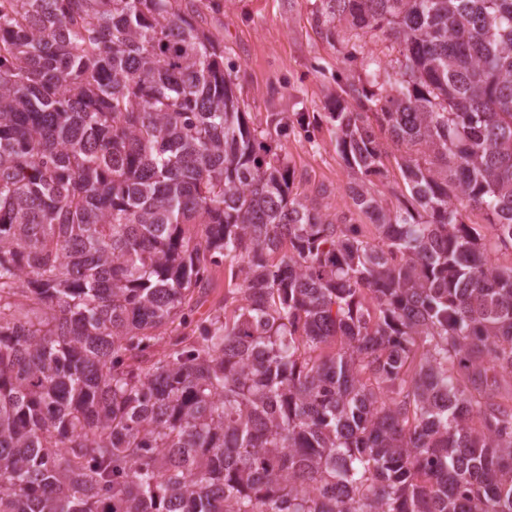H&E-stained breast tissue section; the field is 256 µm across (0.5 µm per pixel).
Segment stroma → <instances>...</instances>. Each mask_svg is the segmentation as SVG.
I'll list each match as a JSON object with an SVG mask.
<instances>
[{
    "label": "stroma",
    "instance_id": "stroma-1",
    "mask_svg": "<svg viewBox=\"0 0 512 512\" xmlns=\"http://www.w3.org/2000/svg\"><path fill=\"white\" fill-rule=\"evenodd\" d=\"M198 25L224 49L232 64L235 95L250 124L265 129L268 115L305 112L325 115L348 85L362 86L368 78L360 63H345L350 49L362 56L399 58L395 40L365 33L339 23L333 38L317 26L323 0H192ZM279 153L296 172L293 191L318 201L323 211L375 229L354 206L346 165L336 150L333 129L323 122L312 134L296 131L272 137Z\"/></svg>",
    "mask_w": 512,
    "mask_h": 512
}]
</instances>
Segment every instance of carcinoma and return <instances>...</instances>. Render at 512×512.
<instances>
[{
	"label": "carcinoma",
	"instance_id": "carcinoma-1",
	"mask_svg": "<svg viewBox=\"0 0 512 512\" xmlns=\"http://www.w3.org/2000/svg\"><path fill=\"white\" fill-rule=\"evenodd\" d=\"M326 3L402 37L328 115L371 240L193 8L0 0V512H512V0ZM378 136L380 137L382 143L384 144L385 154L383 155V163L386 169L387 177L382 178L381 180H375L373 189L377 194H380L382 197L387 198L388 200H392L393 203H396L395 198L392 196V189L401 190L403 188V181L401 177L400 170L397 165V161L401 162L400 156L404 154L403 149L400 151L397 150L395 146L388 140L387 136L383 133ZM229 270L228 266L220 264L212 267L211 271V288L207 300L200 304L197 312L193 315L194 320L205 317L210 312L224 306V296L228 295Z\"/></svg>",
	"mask_w": 512,
	"mask_h": 512
}]
</instances>
